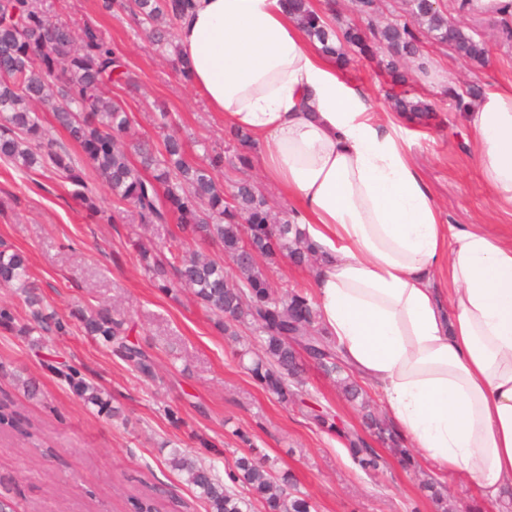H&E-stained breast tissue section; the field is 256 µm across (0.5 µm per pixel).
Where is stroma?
Listing matches in <instances>:
<instances>
[{
    "label": "stroma",
    "instance_id": "35a3bbf8",
    "mask_svg": "<svg viewBox=\"0 0 512 512\" xmlns=\"http://www.w3.org/2000/svg\"><path fill=\"white\" fill-rule=\"evenodd\" d=\"M51 14L74 28H98L124 55L136 82L113 87V98L128 111L136 137L162 142L161 113H170L185 149L196 161L221 152L233 156L224 122L211 112L175 69L174 50L152 45L131 18L101 13L96 0H45ZM318 9L335 24L360 27L405 20L404 0H381L368 20L351 0H320ZM490 46L485 65L459 57L448 47L422 39L425 70H412L409 93L437 107L428 125L405 124L415 165L446 223L480 224L512 238V215L495 207L493 191L466 150L470 136L448 86L483 90L512 81V42L494 19L471 20ZM343 77L389 108L392 83L377 58L350 51ZM141 233L144 244L179 235L177 224L141 228L131 210L114 224H95L83 202L56 174L40 169L23 174L0 162V250L23 253L44 298L66 332L49 330L33 346L22 332L32 325L30 310L13 289L0 286V306L13 310V329L0 328V403L13 421L0 425V499L16 512H133L130 497L164 491L170 512L190 504L204 512L192 491L167 465L172 447L200 452L227 475L243 453L266 458L276 475H287L295 493L313 512H438L427 489L436 482L449 512H465L475 492L454 478L436 479L425 463L404 469L399 448L366 430L362 415L341 394L335 376L302 359L301 401L282 404L248 373L239 358L251 333L230 337L185 289L156 288L129 244ZM116 308L129 338L157 363L144 380L113 356L101 337L87 335L79 315ZM78 371L100 385L117 410L109 417L87 409L65 375ZM35 378L40 394L30 399L16 376ZM335 417L337 431L319 426L309 408ZM177 417L169 419L165 411ZM363 432L382 459L378 471H362L340 433Z\"/></svg>",
    "mask_w": 512,
    "mask_h": 512
}]
</instances>
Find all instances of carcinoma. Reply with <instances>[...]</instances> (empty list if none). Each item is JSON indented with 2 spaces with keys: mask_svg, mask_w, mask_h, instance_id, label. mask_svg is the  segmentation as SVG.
I'll use <instances>...</instances> for the list:
<instances>
[{
  "mask_svg": "<svg viewBox=\"0 0 512 512\" xmlns=\"http://www.w3.org/2000/svg\"><path fill=\"white\" fill-rule=\"evenodd\" d=\"M104 14H129L160 45L170 43L168 28L176 25L188 0H97ZM297 22L319 42L321 51L347 65L346 48L363 54L381 47L387 53L380 66L396 83L406 81L404 69L419 58V29L456 54L482 65L489 56L488 43L435 8L431 0H407L409 21L390 22L371 28L373 39L354 27L341 33L325 26L309 0H288ZM133 81L124 56L91 25L81 31L68 23L48 19L41 0H0V160L20 170L52 169L76 187L87 201L90 216L100 213L109 223L115 215L100 208L87 195L91 169L111 190L117 203L127 205L141 224H179L182 237L173 238L158 252L136 247L144 269L163 289L187 288L197 302L230 335L235 326H246L257 335L259 350L249 370L260 385L280 402L298 397L289 379L298 378L301 353L328 373L338 376L345 397L363 410L366 428L388 431L385 421L372 414L363 389L341 362L335 342L318 323V312L304 289L280 293L269 280L267 266L286 256L296 266L318 262L305 232L289 219L275 220L267 199L248 182L233 191L234 204L226 201L218 178L222 157L198 163L187 154L180 138L165 135L163 148L146 141L129 147L124 137L130 128L128 112L110 96V86ZM448 97L461 107L467 98L482 94L479 86L461 90L448 87ZM391 107L418 121L434 118L432 104L407 93L389 95ZM50 112L83 153L80 165L70 151L47 140L41 113ZM218 244L235 274L228 275L224 262L208 260L193 252L194 243ZM0 284L24 297L34 321L44 315L41 299L30 280L26 257L0 251ZM90 336H100L112 352L141 377L156 374L151 354L131 343L124 322L106 311L83 318ZM73 393L88 408L109 410L104 393L78 372L65 375ZM357 464L365 471L379 468L380 459L357 432L343 433ZM170 469L179 474L206 506V512H250L248 501L232 485L252 487L269 512H311L309 502L287 490L289 479H276L267 467L242 456L237 470L224 483L213 466L198 462L189 452L171 449ZM134 512H164L162 499L143 496Z\"/></svg>",
  "mask_w": 512,
  "mask_h": 512,
  "instance_id": "obj_1",
  "label": "carcinoma"
}]
</instances>
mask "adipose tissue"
Instances as JSON below:
<instances>
[{"mask_svg": "<svg viewBox=\"0 0 512 512\" xmlns=\"http://www.w3.org/2000/svg\"><path fill=\"white\" fill-rule=\"evenodd\" d=\"M191 85L246 133L327 259L311 286L344 362L440 477L512 494V240L444 223L393 116L336 72L286 0H191ZM470 151L512 211V82L467 100ZM445 274L447 287L437 285Z\"/></svg>", "mask_w": 512, "mask_h": 512, "instance_id": "obj_1", "label": "adipose tissue"}]
</instances>
